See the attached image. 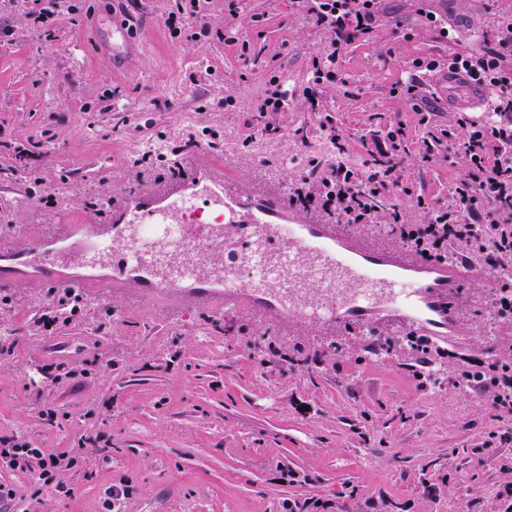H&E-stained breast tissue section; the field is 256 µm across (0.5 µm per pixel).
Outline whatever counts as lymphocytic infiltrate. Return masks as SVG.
I'll return each instance as SVG.
<instances>
[{
  "mask_svg": "<svg viewBox=\"0 0 512 512\" xmlns=\"http://www.w3.org/2000/svg\"><path fill=\"white\" fill-rule=\"evenodd\" d=\"M292 2L332 35L331 52L312 59L317 85L330 77L349 43L379 26L383 18L381 0ZM415 67L417 77L400 84L404 95L418 96L420 74L433 75L444 68L495 93L486 104V115L469 123L463 150L467 177L454 187L451 203L433 209L428 222L417 225L388 219L385 208L377 206L382 190L400 186L394 175L400 152L394 132L388 135L385 163L360 172L343 162H333L325 175L312 171L300 179L290 190L291 198L339 224L387 222L394 239L419 256L471 264L485 259L494 268L512 270V13L498 18L488 48L476 53L454 52L444 64L419 60ZM467 387L488 397L494 409L512 412L511 371H501L489 379L480 373L469 375ZM0 463L42 477L65 469L64 456L44 454L28 441L0 448Z\"/></svg>",
  "mask_w": 512,
  "mask_h": 512,
  "instance_id": "lymphocytic-infiltrate-1",
  "label": "lymphocytic infiltrate"
}]
</instances>
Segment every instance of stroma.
Here are the masks:
<instances>
[{
	"label": "stroma",
	"instance_id": "35a3bbf8",
	"mask_svg": "<svg viewBox=\"0 0 512 512\" xmlns=\"http://www.w3.org/2000/svg\"><path fill=\"white\" fill-rule=\"evenodd\" d=\"M387 15L360 35L321 87L348 164L366 169L400 130L402 190L388 199L422 224L465 177L456 150L427 151L460 114L440 76L424 98L396 94L417 59L485 48L512 0H384ZM458 30L449 41L418 7ZM178 0H79L43 32L29 8L0 0V244L27 225L108 224L112 201L178 187L209 157L228 179L260 193L288 192L329 138L306 90L327 32L291 0H208L172 34ZM133 28L134 42L119 31ZM238 32L224 39L227 29ZM291 93L261 118L270 80ZM159 141L164 154H150ZM32 198L35 209L20 199ZM425 206H418V199ZM494 279L474 275L460 307L462 359L442 364V389L421 385L403 336L386 354L358 339L289 334L242 308L178 306L116 294L86 278L85 304L52 334L34 325L60 303L52 288L0 280V439L68 454L63 480L0 465L12 490L0 512H512V416L455 387L483 358ZM54 414L45 421L44 411Z\"/></svg>",
	"mask_w": 512,
	"mask_h": 512
}]
</instances>
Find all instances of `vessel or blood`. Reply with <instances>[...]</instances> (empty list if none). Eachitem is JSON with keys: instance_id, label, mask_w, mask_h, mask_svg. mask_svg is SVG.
<instances>
[{"instance_id": "obj_1", "label": "vessel or blood", "mask_w": 512, "mask_h": 512, "mask_svg": "<svg viewBox=\"0 0 512 512\" xmlns=\"http://www.w3.org/2000/svg\"><path fill=\"white\" fill-rule=\"evenodd\" d=\"M448 93L464 107L480 103L479 92L459 74H449ZM207 182L174 194L129 193L112 209V221L91 225L87 244L102 250L114 292L161 294L198 306L222 303L225 310L251 311L297 332L305 325L360 336L403 335L454 342L462 331L457 302L470 275L465 265L423 261L411 252L372 245L355 232L315 218L301 219L282 194H261L226 180L209 160H201ZM217 208L222 223L199 219L202 207ZM180 227L179 239L161 225ZM59 226L51 238L75 234ZM48 238V239H51ZM48 239L7 249L17 266L34 265L29 285L51 283L76 290L61 256H42ZM261 271L259 281L240 290L245 268Z\"/></svg>"}]
</instances>
